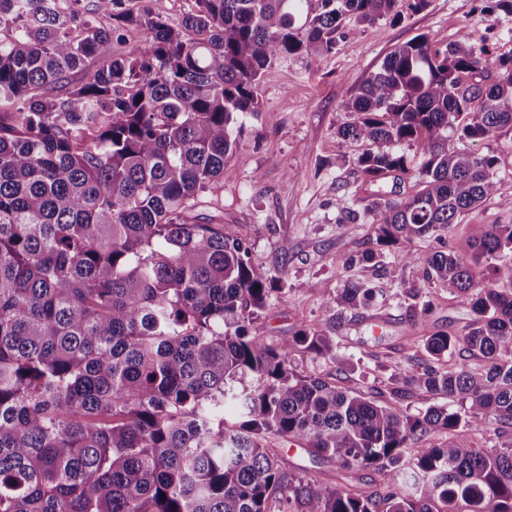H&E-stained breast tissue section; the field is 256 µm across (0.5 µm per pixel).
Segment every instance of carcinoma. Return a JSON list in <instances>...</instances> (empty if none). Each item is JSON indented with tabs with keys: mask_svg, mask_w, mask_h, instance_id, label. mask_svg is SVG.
<instances>
[{
	"mask_svg": "<svg viewBox=\"0 0 512 512\" xmlns=\"http://www.w3.org/2000/svg\"><path fill=\"white\" fill-rule=\"evenodd\" d=\"M141 2L0 0V512H271L275 497L286 512H512V440L484 451L466 433L473 419L512 427V224L468 255L397 250L446 244L496 193L499 157L474 145L512 132V54L464 30L443 47L419 34L343 103L336 136L364 146L373 247L343 265L331 316L273 342L259 321L289 291L201 209L220 206L210 193L268 68L403 13L194 0L173 25ZM479 2L512 16V0ZM133 32L140 44L116 53ZM376 257L422 264L427 293L471 308L469 331H431L432 302L411 293L421 369L368 391L297 371L298 353L336 359L346 312L386 308L385 288L351 274ZM418 391L459 409L412 413ZM286 443L376 478L293 479Z\"/></svg>",
	"mask_w": 512,
	"mask_h": 512,
	"instance_id": "obj_1",
	"label": "carcinoma"
}]
</instances>
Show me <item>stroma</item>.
I'll use <instances>...</instances> for the list:
<instances>
[{"mask_svg": "<svg viewBox=\"0 0 512 512\" xmlns=\"http://www.w3.org/2000/svg\"><path fill=\"white\" fill-rule=\"evenodd\" d=\"M477 6V0H429L425 10L411 14L406 0H398V10L405 13L402 21L349 23L331 53L295 56L263 74L259 110L245 117L236 152L224 164L216 191L221 207L215 217L248 242L259 272L279 278L290 291L288 300L276 302L263 316L265 335L284 340L297 325L324 319L341 286L337 271L365 249L363 225L340 221L342 209L360 212L370 201L353 162L360 145L336 136L343 102L392 48L420 33L444 46L464 30L471 45H490L497 53L511 54L512 17L488 18ZM478 149L499 156V184L493 196L461 215L451 230L449 244L461 252L469 237L487 225L512 224V132L491 135ZM283 238L291 246L284 257L276 250ZM356 271L369 280L385 277L402 296L418 291L422 283V270L413 264H391L382 272L365 262ZM471 319L468 306L442 291L428 323L461 336ZM409 334L404 310L394 302L375 329L350 314L337 363L300 355L295 364L321 374L336 371L344 384L367 388L381 373L395 374L410 359H423V351L407 346Z\"/></svg>", "mask_w": 512, "mask_h": 512, "instance_id": "1", "label": "stroma"}]
</instances>
